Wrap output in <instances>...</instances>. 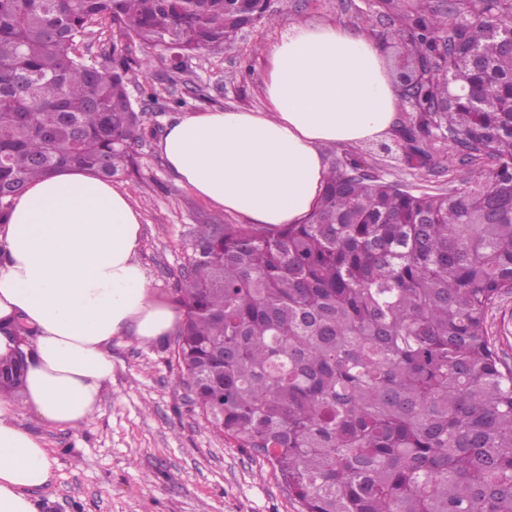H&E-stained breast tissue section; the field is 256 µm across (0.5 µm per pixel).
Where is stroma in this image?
Here are the masks:
<instances>
[{
	"label": "stroma",
	"mask_w": 512,
	"mask_h": 512,
	"mask_svg": "<svg viewBox=\"0 0 512 512\" xmlns=\"http://www.w3.org/2000/svg\"><path fill=\"white\" fill-rule=\"evenodd\" d=\"M299 21L362 30L382 42L390 71L403 65L404 50L390 40L392 24L374 0H270L266 19L223 54L194 53L179 70L166 52L133 45V58L149 62L129 85L135 109L145 114L140 170L114 186L141 214L139 260L159 300L179 302L196 225L242 221L179 183L159 141L171 122L193 112L262 108L269 51ZM354 151L370 153L365 143ZM370 155L385 180L420 188H459L469 175L455 159L431 172L409 168L402 158ZM176 341L173 333L147 344L129 334L114 339L112 377L96 413L80 428L21 413L20 425L44 438L58 467V481L38 493L40 512H303L268 459L233 447L200 416L175 359Z\"/></svg>",
	"instance_id": "obj_1"
}]
</instances>
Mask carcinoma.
Here are the masks:
<instances>
[{
    "mask_svg": "<svg viewBox=\"0 0 512 512\" xmlns=\"http://www.w3.org/2000/svg\"><path fill=\"white\" fill-rule=\"evenodd\" d=\"M411 61L396 145L461 188L414 191L336 158L300 224H199L177 356L203 417L267 456L305 512H512V0H377ZM259 0H0V218L64 168L138 172L130 44L221 55ZM115 33L100 63L82 37ZM26 363H0V393ZM498 355L512 363V295L499 301L488 318Z\"/></svg>",
    "mask_w": 512,
    "mask_h": 512,
    "instance_id": "carcinoma-1",
    "label": "carcinoma"
}]
</instances>
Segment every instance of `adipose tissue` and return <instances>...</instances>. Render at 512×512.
<instances>
[{"instance_id":"1","label":"adipose tissue","mask_w":512,"mask_h":512,"mask_svg":"<svg viewBox=\"0 0 512 512\" xmlns=\"http://www.w3.org/2000/svg\"><path fill=\"white\" fill-rule=\"evenodd\" d=\"M263 91L259 111L174 120L159 151L179 182L224 211L296 224L323 190L322 145L390 133L398 90L378 42L305 22L272 47ZM142 243L128 195L74 168L31 182L0 224V358L32 351L22 402L0 395V512H39L37 491L58 479L44 439L19 424V412L83 425L112 377L113 338L130 332L148 343L174 330L180 312L153 295L137 259Z\"/></svg>"}]
</instances>
